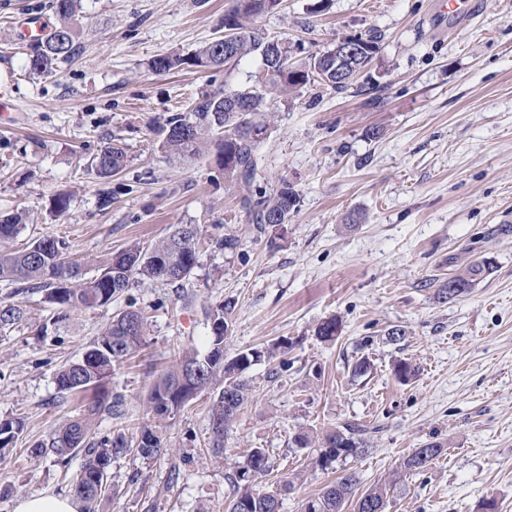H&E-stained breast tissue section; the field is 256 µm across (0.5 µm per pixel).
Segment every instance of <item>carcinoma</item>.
<instances>
[{
	"label": "carcinoma",
	"mask_w": 512,
	"mask_h": 512,
	"mask_svg": "<svg viewBox=\"0 0 512 512\" xmlns=\"http://www.w3.org/2000/svg\"><path fill=\"white\" fill-rule=\"evenodd\" d=\"M235 5L224 13V31L230 33L232 45L224 47L225 35H218L205 43L192 56L163 55L147 63L154 74L181 70L184 65L203 69L233 68L246 56L261 58L265 51L262 37L251 27V22L276 10L282 0H234ZM58 23L43 38L29 45L28 66L31 73L53 76L60 64L72 59L79 50L73 20L82 9L81 0H54ZM370 61H349L342 65L347 78L336 77V62H327L320 54H305L302 43L280 41V49L262 72L250 84L235 88L226 84L204 90L192 100L185 111L168 117L161 132L162 148L174 160L197 156L209 147L213 160L224 181L243 189L241 207L254 224L269 226L272 217L285 224L297 210L299 194L286 180L269 193L256 184L257 146L260 138L255 133L267 132L268 126L255 120L260 112H272L279 99L308 86L318 84L334 92H345L357 73ZM236 98L245 106L243 112H231L224 103ZM128 163L126 149L107 141L92 158L90 166L101 178H107L125 169ZM23 228V215L0 216V279L21 284L20 290L38 291L46 300L62 309L94 308L112 302L134 280L179 283L193 273L197 264L199 229L188 233L182 225H175L171 234L151 248L132 245L113 252L96 262L97 274L86 277L85 266L70 258L69 243L62 236L47 235L20 251L4 244L16 238ZM490 271L487 261H474L466 269L448 277L437 286L438 301L450 302L469 293L475 283ZM227 301L211 308L210 335L206 353L186 350L176 364L160 373L150 390L149 411L153 418L164 419L177 415L202 392L211 391L214 397L209 409L210 436L208 447L215 456L224 454V439L243 405L248 401L252 386L245 373L264 361L274 364L267 373L269 381L281 377L288 369L286 356L294 342L280 340L265 347L241 350L232 356L224 354V328L230 327ZM127 316L139 322V333L126 336L117 328V321ZM341 331L335 317L322 321L315 336L324 342L333 341ZM145 323L137 310H126L97 337L82 358L57 372L56 384L61 392L74 395L92 393V401L83 414L56 429L47 439L36 443L31 452L39 456L47 452L57 463L67 465L75 456L82 463L73 482V496L79 501L80 512H98L99 504L111 484L112 461L131 450L125 433L118 431L95 436L93 424L102 413H119L122 399L106 388L114 366L123 362L142 344ZM416 365L405 359L394 363V374L401 383L417 375ZM20 418L0 421V451L9 447L22 431ZM378 428L358 420H348L319 434L307 428L298 429L293 443L299 448L311 449L313 465L335 469L338 459L357 457L372 450ZM137 453L152 459L166 451L157 425L150 422L140 427ZM443 452V444L432 441L415 449L403 461V469L420 471L432 464ZM272 471L270 455L265 448H253L245 462L228 476L231 499L226 512H275L273 495L257 489V480ZM390 484H380L359 491V480L351 472L326 485L316 496L302 504V512H345L353 504V512H384Z\"/></svg>",
	"instance_id": "cac0c4a2"
}]
</instances>
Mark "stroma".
Masks as SVG:
<instances>
[{
    "mask_svg": "<svg viewBox=\"0 0 512 512\" xmlns=\"http://www.w3.org/2000/svg\"><path fill=\"white\" fill-rule=\"evenodd\" d=\"M283 0L255 20L256 32L301 38L321 52L342 37L381 33L371 64L341 94L306 87L278 101L258 146L256 181L298 191L287 223L257 229L225 185L210 154L175 162L161 149L168 115L185 111L209 82L234 87L259 59L232 70L147 71L156 56L197 51L214 37L233 0H83L80 52L53 77L30 75L19 33L28 18L57 23L52 0H0V214L26 211L10 241L20 249L65 236L84 264L136 243L149 248L172 225L199 228L197 265L181 283L136 281L112 303L60 310L25 293L22 314L0 325V419L22 432L0 455V512L39 492L70 493L81 459L34 456L32 446L82 413L87 397L59 392L56 373L79 360L122 311L145 318L142 346L112 371L121 416L96 431L136 440L161 370L188 346L205 350L212 306L230 300L227 353L295 340L288 369L268 381L267 365L247 373L252 394L223 456L207 446L210 394L162 422L167 450L112 463L113 495L100 512H224L227 473L253 448L267 449L261 490L281 512H301L336 475L356 473L361 489L394 481L384 512H512V0H489L476 18L444 14L440 0ZM125 144L130 162L110 178L89 161L105 140ZM71 198L50 210L55 193ZM239 239L235 250L217 239ZM489 274L457 300L434 290L475 260ZM337 317L335 341L314 330ZM402 325L406 340L385 339ZM368 357L372 371L351 366ZM416 363L400 383L396 360ZM357 419L374 426L373 450L311 467L291 439L301 427L328 429ZM439 441L424 470L400 465ZM303 479L286 488L292 473Z\"/></svg>",
    "mask_w": 512,
    "mask_h": 512,
    "instance_id": "1",
    "label": "stroma"
}]
</instances>
